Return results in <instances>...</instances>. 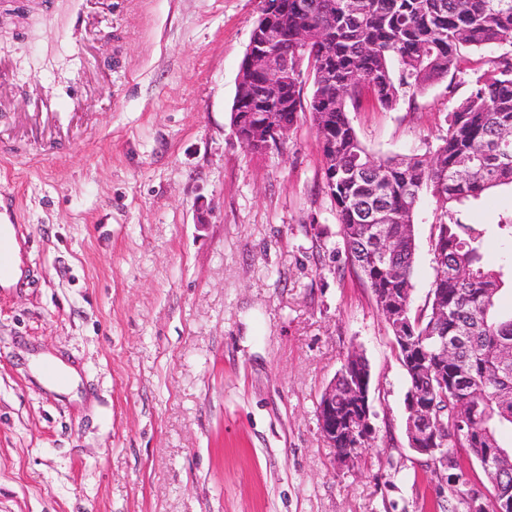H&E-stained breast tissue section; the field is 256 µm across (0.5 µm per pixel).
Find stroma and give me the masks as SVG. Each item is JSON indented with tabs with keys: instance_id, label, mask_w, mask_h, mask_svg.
Instances as JSON below:
<instances>
[{
	"instance_id": "obj_1",
	"label": "stroma",
	"mask_w": 512,
	"mask_h": 512,
	"mask_svg": "<svg viewBox=\"0 0 512 512\" xmlns=\"http://www.w3.org/2000/svg\"><path fill=\"white\" fill-rule=\"evenodd\" d=\"M0 37V512H448L408 446V380L324 188L310 113L281 152L233 135L262 0H10ZM469 78L349 119L381 157L432 156ZM71 106L47 122L37 102ZM512 216V189L460 219ZM416 211L413 306L434 278ZM351 351L371 448L339 470L317 421ZM74 368L50 389L36 356ZM11 245V248H10ZM10 245H9V237L6 236L2 231H0V278L6 276L10 271V281L17 282L21 277V261L19 257V245L15 238L10 237ZM12 250V252H11ZM13 254V261H12ZM12 265V267H11Z\"/></svg>"
}]
</instances>
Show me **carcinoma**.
I'll return each mask as SVG.
<instances>
[{
    "label": "carcinoma",
    "mask_w": 512,
    "mask_h": 512,
    "mask_svg": "<svg viewBox=\"0 0 512 512\" xmlns=\"http://www.w3.org/2000/svg\"><path fill=\"white\" fill-rule=\"evenodd\" d=\"M279 40L271 53L288 51L287 100L261 105L259 92L268 80L251 74L237 90L234 111L254 112L239 134L252 146L254 124L272 116L293 126L301 112L312 113L326 161L325 188L331 199L348 256L363 258L360 274L374 299L392 289L413 294L416 241L405 224L423 193L435 199L439 223L432 250L447 269H468L464 279L433 280L429 302L407 316L416 334L437 331L455 349L448 381L460 374L467 390L437 387L439 356L428 342L396 353L413 387L434 388L433 401L448 433V447L464 448L476 458L480 448L512 449L500 432L512 428V361L501 353L512 348V312L499 310V296L512 284V263L492 265L485 254L489 229L458 218V207L488 190L512 187V53L499 55L493 69L471 81L468 95L444 117L446 134L431 163L417 156L376 157L358 139L348 112L363 104L370 87L378 104L391 108L404 98L414 101L430 84L449 75L467 74L469 54L512 40V0H280L274 25ZM312 68V95L302 96L304 69ZM481 156L468 181L456 183L451 171L474 148ZM365 224H380L399 242L387 268L371 264L376 244L362 237ZM439 303L448 320L436 317ZM448 493L461 507L474 495L491 507L497 484H476L470 468L456 457L448 465Z\"/></svg>",
    "instance_id": "1"
}]
</instances>
